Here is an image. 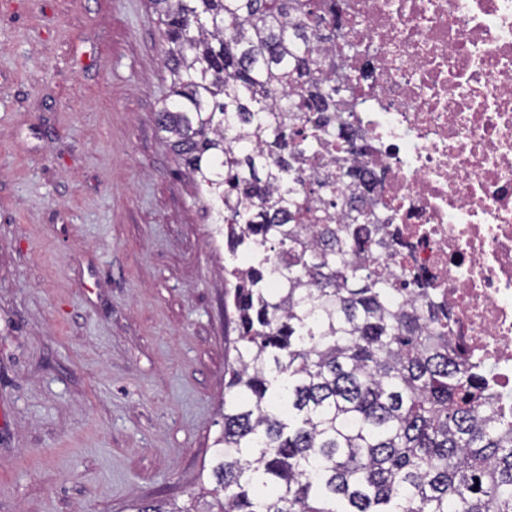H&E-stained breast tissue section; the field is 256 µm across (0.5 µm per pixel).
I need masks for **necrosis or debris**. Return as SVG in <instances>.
<instances>
[{
  "instance_id": "1",
  "label": "necrosis or debris",
  "mask_w": 512,
  "mask_h": 512,
  "mask_svg": "<svg viewBox=\"0 0 512 512\" xmlns=\"http://www.w3.org/2000/svg\"><path fill=\"white\" fill-rule=\"evenodd\" d=\"M326 27L355 106L347 196L412 248L380 262L418 274L448 312L452 348L487 373L493 407L512 398V0H331Z\"/></svg>"
}]
</instances>
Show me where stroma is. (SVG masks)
I'll use <instances>...</instances> for the list:
<instances>
[{"mask_svg": "<svg viewBox=\"0 0 512 512\" xmlns=\"http://www.w3.org/2000/svg\"><path fill=\"white\" fill-rule=\"evenodd\" d=\"M147 0H0V512L200 490L235 260L163 141Z\"/></svg>", "mask_w": 512, "mask_h": 512, "instance_id": "35a3bbf8", "label": "stroma"}]
</instances>
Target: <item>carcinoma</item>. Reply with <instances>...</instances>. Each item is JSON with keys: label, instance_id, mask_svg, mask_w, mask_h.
<instances>
[{"label": "carcinoma", "instance_id": "1", "mask_svg": "<svg viewBox=\"0 0 512 512\" xmlns=\"http://www.w3.org/2000/svg\"><path fill=\"white\" fill-rule=\"evenodd\" d=\"M324 0H148L169 92L157 112L232 253L237 338L208 481L133 512H512V426L448 348L422 280L374 260L409 248L343 190L363 169L301 168L347 104L322 68ZM279 286H269L271 273Z\"/></svg>", "mask_w": 512, "mask_h": 512}]
</instances>
